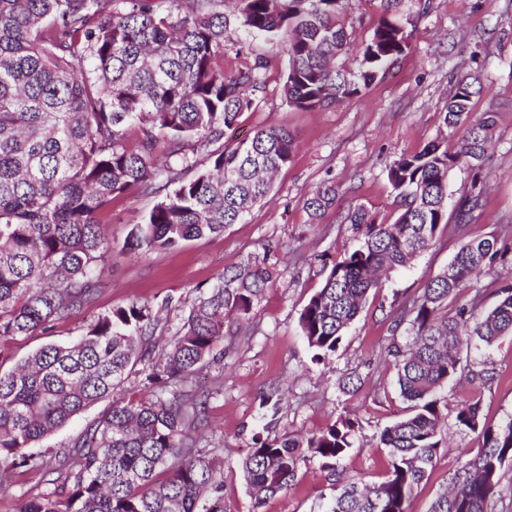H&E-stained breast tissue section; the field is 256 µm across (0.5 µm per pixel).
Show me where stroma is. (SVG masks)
Segmentation results:
<instances>
[{
  "instance_id": "stroma-1",
  "label": "stroma",
  "mask_w": 512,
  "mask_h": 512,
  "mask_svg": "<svg viewBox=\"0 0 512 512\" xmlns=\"http://www.w3.org/2000/svg\"><path fill=\"white\" fill-rule=\"evenodd\" d=\"M404 23L411 33L410 48L387 79L315 111L288 107L280 99L287 66L283 43L257 39L242 53L227 51L228 72L257 57L267 62L266 91L255 109L239 117L237 138L252 136L261 127H284L298 144L292 163L275 175L267 200L223 234L171 249L130 253L125 249L127 235L155 199L138 192L116 197L102 226L110 251L93 298L47 331L1 339L0 365L11 368L50 342H75L98 316L132 301L159 310L156 334L169 339L200 290L262 259L272 278L254 306L251 326L225 336L223 362L202 373L212 397L200 446L222 447L215 463L224 474V512H252L239 464L259 436H307L340 419L356 423L354 446L341 463L344 471L368 482L381 480L387 451L379 443L380 432L403 416L406 407L395 369L386 360L393 315L420 295L461 242L493 234L512 247V0H408ZM466 74L478 76L483 86L472 100V116L498 114L496 149L482 172L487 192L481 215L463 230L448 225L437 245L411 268L389 273L382 288L369 294L336 352L315 361L298 316L324 279L319 255L334 257L355 246L356 234L347 220L354 206L362 204L379 218H391L395 194L387 166L439 135L448 100ZM325 183L336 185V204L313 224L304 202ZM470 360L475 368L494 372L495 379L476 386L462 380L445 390L443 434L448 447L415 490L408 512H426L451 474L480 451L481 431L456 422L461 397L479 398L486 426L496 428L512 418V336L490 348L472 347ZM272 391L281 398L280 412L276 426L266 431L260 399ZM44 488L40 474H10L0 485V512H18L23 497ZM326 492L317 464L305 462L292 489L269 499L262 512H318Z\"/></svg>"
}]
</instances>
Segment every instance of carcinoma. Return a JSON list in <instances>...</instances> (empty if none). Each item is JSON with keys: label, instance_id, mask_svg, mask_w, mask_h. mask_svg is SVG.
Masks as SVG:
<instances>
[{"label": "carcinoma", "instance_id": "carcinoma-1", "mask_svg": "<svg viewBox=\"0 0 512 512\" xmlns=\"http://www.w3.org/2000/svg\"><path fill=\"white\" fill-rule=\"evenodd\" d=\"M347 0H0V338L32 336L65 321L96 291L94 270L109 245L100 224L112 200L136 190L158 198L127 246L170 249L238 224L271 192V176L292 163L295 137L264 127L234 141L239 115L266 91L257 57L224 73L230 23L249 38L285 37L283 102L306 111L353 98L386 79L409 49L399 26L403 0H379V18L356 49L358 71L336 59L353 44L341 17ZM477 78H463L448 100L439 134L388 167L397 208L390 223L357 205L347 214L357 246L320 256L324 280L303 305L299 327L318 361L336 352L379 274L405 269L435 246L450 218L468 224L482 207L470 188L448 210V176L480 172L495 149L497 113L471 120ZM173 164L154 167L159 136ZM456 138L448 151L447 136ZM218 148L202 169L188 149ZM332 184L305 201L313 224L336 204ZM500 252L490 235L460 243L448 265L394 320L412 337L391 342L409 413L385 426V478L367 483L340 470L353 448L354 424L336 421L306 438L259 439L241 464L253 502L295 485L300 463L314 461L331 493L321 512H407V501L434 467L442 436L441 393L458 376L487 382L464 352L512 335V286L480 309L448 312L455 297ZM271 272L254 261L224 275L193 301L189 314L153 357L156 316L138 301L118 306L74 344H47L0 372V483L17 469L42 475L46 489L19 512H223V473L198 445L207 427V395L195 382L224 358V324H249ZM148 398L114 397L138 363ZM112 404L59 453L28 448L102 398ZM480 402L457 405L458 425L483 433V447L450 477L427 512H491L505 462L512 460V419L480 427Z\"/></svg>", "mask_w": 512, "mask_h": 512}]
</instances>
